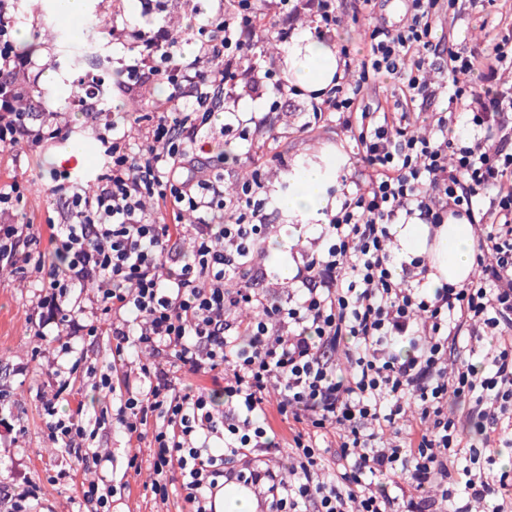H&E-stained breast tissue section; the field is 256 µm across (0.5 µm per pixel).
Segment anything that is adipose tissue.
<instances>
[{"mask_svg":"<svg viewBox=\"0 0 512 512\" xmlns=\"http://www.w3.org/2000/svg\"><path fill=\"white\" fill-rule=\"evenodd\" d=\"M337 62L329 46L307 38L289 54L288 69L297 85L318 91L331 83ZM325 179V172L317 166L296 173L291 190L280 202L282 209L291 213L324 209ZM396 244L401 254L428 255L435 269L429 277L433 288L445 283L462 286L474 268L476 238L471 225L461 220H449L434 231L424 224L398 225Z\"/></svg>","mask_w":512,"mask_h":512,"instance_id":"ef3b65f1","label":"adipose tissue"}]
</instances>
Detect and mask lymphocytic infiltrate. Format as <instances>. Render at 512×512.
<instances>
[{
    "label": "lymphocytic infiltrate",
    "instance_id": "lymphocytic-infiltrate-1",
    "mask_svg": "<svg viewBox=\"0 0 512 512\" xmlns=\"http://www.w3.org/2000/svg\"><path fill=\"white\" fill-rule=\"evenodd\" d=\"M158 0H140L145 29L116 31L139 57L112 69V88L126 94L163 79L173 91L148 118L144 142L130 147L118 120L98 134L105 166L93 185L54 171L50 191L62 207L41 224L19 221L24 189L0 186V268L33 274L40 291L31 321L37 356L70 353V338L112 339V361L149 352L135 373L101 376L119 395L116 413L87 414L76 402L59 415L41 401L48 440L84 467L99 466L89 448L118 425L126 440H149L154 495H180L188 512H216L224 483H252L266 512H512V482L483 466L487 452L512 438V29L495 35L486 56L448 53L452 113L414 112L415 101L444 93L432 82L429 56L438 24L456 0H404L393 27L373 28L368 51L338 50L331 87L311 103L314 121L334 117L353 140L369 181L327 212L314 250L303 255L283 298L264 289L266 270L252 253L268 228L272 197L261 177L236 199L224 197V170L198 155L221 132H268L264 112L234 105L240 82L274 99L293 84L250 57L257 33L301 10L314 33L335 39L336 0H211L186 54L178 37L152 24ZM11 0H0V149L27 139L35 148L61 141L57 113L25 112L21 74L31 57L17 47ZM223 70H205L212 54ZM487 69L489 85L472 78ZM392 82L397 95L377 111L368 90ZM195 85L193 102L180 90ZM434 134L415 135L417 122ZM197 216L183 221L184 213ZM438 227L448 219L478 229L474 271L462 287L431 290L421 257L397 255L396 227L410 219ZM96 293L84 297L86 284ZM242 304L254 320L234 316ZM62 340L52 346L47 328ZM486 341L484 349L472 341ZM344 352L347 369L336 366ZM296 423L281 438L268 420ZM462 408L448 415L449 403ZM289 448L288 474L271 464ZM342 468L318 469L325 449ZM471 467L459 470L460 461ZM439 497L427 493L430 485Z\"/></svg>",
    "mask_w": 512,
    "mask_h": 512
}]
</instances>
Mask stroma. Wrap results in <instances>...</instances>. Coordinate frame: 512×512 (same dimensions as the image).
I'll return each instance as SVG.
<instances>
[{
    "instance_id": "1",
    "label": "stroma",
    "mask_w": 512,
    "mask_h": 512,
    "mask_svg": "<svg viewBox=\"0 0 512 512\" xmlns=\"http://www.w3.org/2000/svg\"><path fill=\"white\" fill-rule=\"evenodd\" d=\"M13 13L15 35L22 50L32 56L35 65L28 71L29 93L24 101L26 111L59 112L69 131L68 140L51 149L36 151L21 141L0 153V182L16 177L25 188L24 213L34 223H43L47 213L56 211L60 202L51 194V175L61 167V157L68 151L69 139H94L96 124L105 118V111L94 114L75 107L69 95L72 86L92 84L97 79H111L112 63L122 59L133 62L136 54L130 42L115 40L113 28H141L145 21L140 15L138 0H86V12L98 19V35L92 55L81 64H54L60 56L58 32L69 25L68 15L55 18L27 17L23 6L32 0H15ZM341 26L338 39L347 41L357 55H365L368 31L372 23L385 26L397 24L403 17L402 0H376L374 15L357 11V0H341ZM455 20L444 21V35L449 47L465 45L486 51L493 33L502 26L512 25V0H488L483 9L475 11L469 0H459ZM208 0H164L157 14L158 24L182 40L185 52H193L195 44L186 26L193 11L207 12ZM309 100L303 96L281 99L270 105L267 95L255 89L240 93L236 105L240 112H265L269 115L271 137L268 142L256 138L242 139L240 133L229 138H216L206 147L205 156L227 153L224 162V190L233 192L245 174L261 168L266 172L269 188L277 190L288 181L300 162L328 166L324 196L329 208H336L345 184L357 180L360 164L353 151V142L345 128L334 121L305 129ZM321 213L291 214L273 212L268 241L283 242L292 255L309 250L310 234L287 235L292 224H321ZM38 294L37 284L26 275H0V388L9 393L7 411L14 424L12 434L0 436V486L28 481L40 489L38 512H89L70 479L71 474H84L99 486H116L111 512H182L177 497L168 500L154 498L150 491L154 474L149 464L150 451L146 443H127L118 428L100 434L94 447L104 457L102 466L83 471L75 457L56 451L48 441L40 416V399L51 393L53 368L46 360L35 358L34 327L31 313ZM137 453V465H129L128 453Z\"/></svg>"
}]
</instances>
